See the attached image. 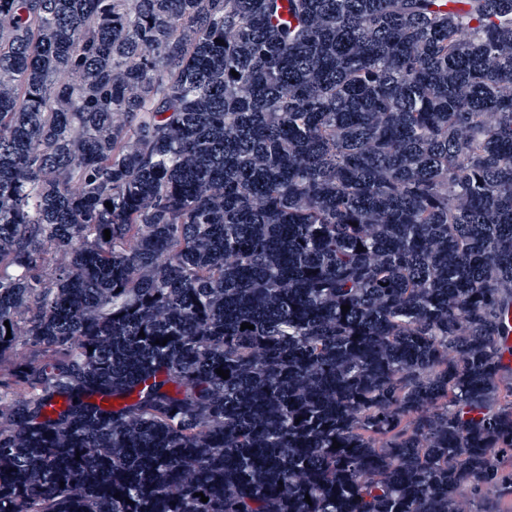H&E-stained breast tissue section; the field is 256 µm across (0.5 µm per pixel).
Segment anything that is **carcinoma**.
Instances as JSON below:
<instances>
[{
  "instance_id": "cac0c4a2",
  "label": "carcinoma",
  "mask_w": 512,
  "mask_h": 512,
  "mask_svg": "<svg viewBox=\"0 0 512 512\" xmlns=\"http://www.w3.org/2000/svg\"><path fill=\"white\" fill-rule=\"evenodd\" d=\"M511 316L512 0H0V512H499Z\"/></svg>"
}]
</instances>
